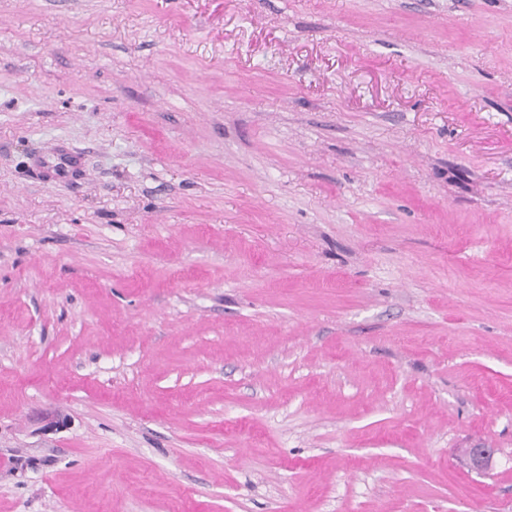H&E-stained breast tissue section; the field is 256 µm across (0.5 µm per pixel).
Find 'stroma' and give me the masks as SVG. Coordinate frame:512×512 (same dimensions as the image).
<instances>
[{
  "instance_id": "stroma-1",
  "label": "stroma",
  "mask_w": 512,
  "mask_h": 512,
  "mask_svg": "<svg viewBox=\"0 0 512 512\" xmlns=\"http://www.w3.org/2000/svg\"><path fill=\"white\" fill-rule=\"evenodd\" d=\"M193 504L512 512V0H0V512ZM43 166L38 167L39 173L44 179L53 177L57 180H68L76 171L79 159L78 155L66 148H59L52 156L43 160ZM495 453V448L485 445H476L463 450L466 464L479 474L487 473L491 469Z\"/></svg>"
}]
</instances>
